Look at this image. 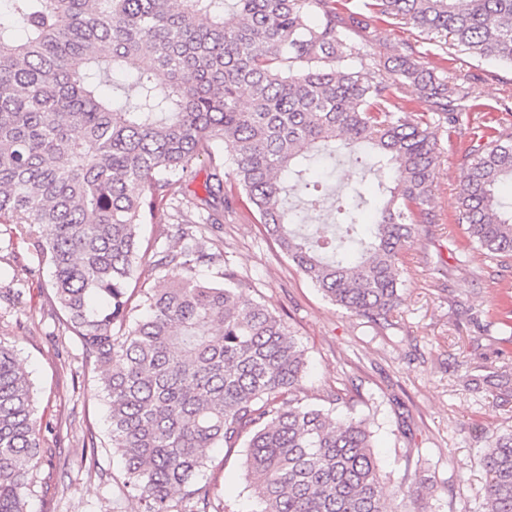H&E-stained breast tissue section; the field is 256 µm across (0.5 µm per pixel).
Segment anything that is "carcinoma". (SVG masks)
Listing matches in <instances>:
<instances>
[{
    "label": "carcinoma",
    "mask_w": 512,
    "mask_h": 512,
    "mask_svg": "<svg viewBox=\"0 0 512 512\" xmlns=\"http://www.w3.org/2000/svg\"><path fill=\"white\" fill-rule=\"evenodd\" d=\"M361 2L344 15L335 0H0V224L50 270L65 328L96 363L139 512H209L198 477L212 449L239 445L259 512H394L365 421L303 402L304 350L243 298L211 238L224 166L204 199H175L171 179L226 152L282 253L332 303L389 324L403 253L437 220V131L461 125L480 92L410 44L369 66L364 32L385 17L512 67V0ZM116 71L134 73V98L118 100L116 82L100 93ZM318 153L390 171L368 240L358 191L334 222L309 223ZM462 169L458 223L480 255L512 260V207L497 195L512 180V136L473 134ZM174 200L181 223L161 234L175 246L136 318L140 228ZM201 267L221 281L198 279ZM42 454L33 383L0 341V512H25ZM482 464L483 512H512V432Z\"/></svg>",
    "instance_id": "1"
}]
</instances>
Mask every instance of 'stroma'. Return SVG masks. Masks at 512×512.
Here are the masks:
<instances>
[{"instance_id":"stroma-1","label":"stroma","mask_w":512,"mask_h":512,"mask_svg":"<svg viewBox=\"0 0 512 512\" xmlns=\"http://www.w3.org/2000/svg\"><path fill=\"white\" fill-rule=\"evenodd\" d=\"M415 45L429 65L466 69L480 79L481 96L471 126L512 132V115L496 111L512 96V68L481 63L462 49L442 51L417 29L377 22L364 51L385 59L390 47ZM470 128L438 131L442 152L434 199L437 223L425 224L404 253V302L382 327L328 301L288 261L253 214L230 199L216 236L224 256L244 281L246 297L282 316L306 351L308 400L327 392L351 399L372 431L384 490L408 512H481L487 480L482 451L492 434L512 431V394L492 384L465 388L462 377L479 365L512 374V262L498 265L470 251L457 222L461 153ZM159 225L141 229L142 247L133 296L153 285L164 247ZM53 301L51 274L27 245L0 224V340L23 360L35 387L37 417L46 427V454L37 471L27 512H137L125 492L123 463L108 449L104 395L81 345L63 325ZM97 450H90L89 441ZM244 451L216 449L200 482L216 512H251L245 490ZM420 488L404 501L401 482Z\"/></svg>"}]
</instances>
